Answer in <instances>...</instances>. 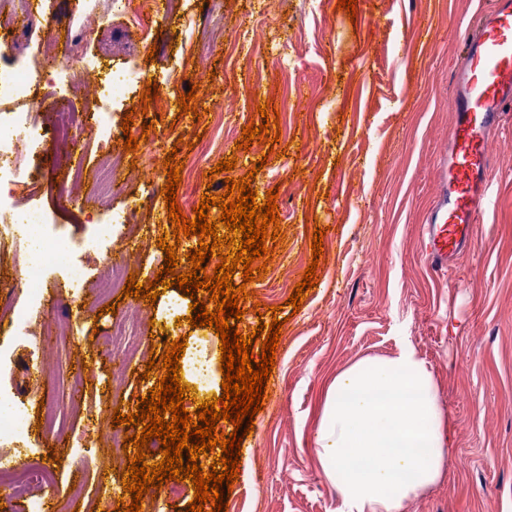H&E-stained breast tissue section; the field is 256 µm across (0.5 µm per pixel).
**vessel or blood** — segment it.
Listing matches in <instances>:
<instances>
[{"mask_svg":"<svg viewBox=\"0 0 512 512\" xmlns=\"http://www.w3.org/2000/svg\"><path fill=\"white\" fill-rule=\"evenodd\" d=\"M451 34L463 45L448 85L453 123L436 165V201L421 226L422 252L438 272L471 245L491 202L489 144L512 116V0H491L475 25Z\"/></svg>","mask_w":512,"mask_h":512,"instance_id":"vessel-or-blood-1","label":"vessel or blood"}]
</instances>
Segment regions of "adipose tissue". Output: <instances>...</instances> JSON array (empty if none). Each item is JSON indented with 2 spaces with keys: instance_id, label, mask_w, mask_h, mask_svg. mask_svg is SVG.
Returning <instances> with one entry per match:
<instances>
[{
  "instance_id": "1",
  "label": "adipose tissue",
  "mask_w": 512,
  "mask_h": 512,
  "mask_svg": "<svg viewBox=\"0 0 512 512\" xmlns=\"http://www.w3.org/2000/svg\"><path fill=\"white\" fill-rule=\"evenodd\" d=\"M315 444L336 512H403L444 475V416L426 362L406 347L337 373Z\"/></svg>"
}]
</instances>
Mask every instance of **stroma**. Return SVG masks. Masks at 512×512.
I'll return each instance as SVG.
<instances>
[{
  "instance_id": "1",
  "label": "stroma",
  "mask_w": 512,
  "mask_h": 512,
  "mask_svg": "<svg viewBox=\"0 0 512 512\" xmlns=\"http://www.w3.org/2000/svg\"><path fill=\"white\" fill-rule=\"evenodd\" d=\"M177 12L159 18L149 41L129 29L121 0H46L29 25L0 29V55L36 61L37 32L56 25L70 58L97 57L109 81L126 64L165 77L174 72L171 100L186 87L207 81L213 98L236 94V120L220 124L177 115L157 105L139 112L131 128L138 138L131 159H144L151 141L179 160L207 167L206 150L223 140L236 158L230 175L206 181L183 178L178 204L192 215L205 193L223 195L225 179L245 175L257 160L266 165L251 186L258 199L278 189L285 236L262 280L245 285L254 300L241 302L240 332L258 322L283 320L265 408L241 444V467L227 512H336L337 495L319 470L314 437L327 390L336 374L360 358L385 357L412 347L433 374L443 411L447 443L442 481L410 501L404 512H512V119L493 140L491 204L477 226L474 248L459 256L456 269L436 273L425 261L420 226L435 192V161L447 150L452 114L448 78L461 52L448 29L467 24L479 0H357L355 17L338 10V0H179ZM87 8L105 12L98 30L79 27ZM259 26V41L230 46L232 30ZM260 87V97L250 94ZM305 100L307 109L297 107ZM273 101L282 135L274 147L237 148L242 129L259 102ZM154 123L153 131L142 128ZM184 147H177V140ZM115 211L135 213L153 236L170 231L163 193L144 182L116 181ZM18 209L42 212L69 264L36 260L50 283L57 317L69 321L70 344L89 348L96 330L110 327L114 313L95 316L72 290L94 274L80 255L86 241L113 231L110 217L93 208L61 202L52 173L24 189ZM325 228L317 287L300 310L288 299L312 257V232ZM190 296L161 289L152 305L153 342L186 336L188 350L220 359V338L209 327L186 324ZM277 306L258 315L254 304ZM145 360L131 361L121 394L110 393L112 362L96 357L95 379L82 392L86 413L68 415V428L84 430L88 414L129 413L148 394L140 378ZM264 451L254 461L253 449ZM95 444L82 451L90 475L80 497L69 495L75 478L58 468L46 498L69 512H116L123 498L120 472L93 475Z\"/></svg>"
}]
</instances>
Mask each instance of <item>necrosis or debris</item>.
<instances>
[{
	"instance_id": "1",
	"label": "necrosis or debris",
	"mask_w": 512,
	"mask_h": 512,
	"mask_svg": "<svg viewBox=\"0 0 512 512\" xmlns=\"http://www.w3.org/2000/svg\"><path fill=\"white\" fill-rule=\"evenodd\" d=\"M41 47V61L35 67L21 56L0 58V212L13 210L18 188L42 179L41 168L26 165L25 159L43 145L48 146L55 167L68 169L58 185L60 199L79 207L90 202L99 211L111 212L108 184L100 183L93 192H86L81 170L69 166L80 145L79 131L90 130L101 148V172L111 174L122 168L130 180L153 179L161 174L162 146L152 145L147 168H124L121 155L112 147L119 134L112 127L110 113L96 103L101 82L98 61L58 58V41L51 28L44 33ZM59 83L74 98L91 102V109L78 111L60 106L54 90ZM34 108L56 114L57 120L51 131H43L34 123L30 114ZM106 250L113 252V259L103 258L102 253ZM86 254L88 261L99 266V275L89 285L88 292L95 301H105L111 290L121 287L125 267L135 262L136 256L118 241L103 245L91 242L86 247ZM46 307L44 290L37 285L28 306H0V323L7 324L11 330L10 340L0 342V403L10 404L14 409L12 416L0 418V488L8 489L11 496L28 502L31 512H43L46 489L53 481L55 469L40 461L21 467L15 460V451L24 441V425L29 415V386L24 374L13 369L14 352L19 347L27 348L41 370L57 382L66 383L69 391H80L91 378L90 369L83 366L85 355L81 350L59 357L64 334L48 340L35 331L31 312ZM150 320L148 307L140 304L132 307L113 321L111 332L95 339L94 350L109 356L116 368H123L133 356L143 354L141 340Z\"/></svg>"
}]
</instances>
